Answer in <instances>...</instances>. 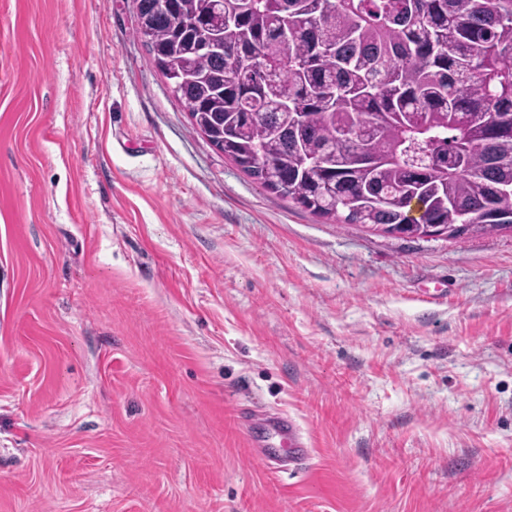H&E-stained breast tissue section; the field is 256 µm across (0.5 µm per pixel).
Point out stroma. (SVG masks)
Returning a JSON list of instances; mask_svg holds the SVG:
<instances>
[{
  "label": "stroma",
  "instance_id": "1",
  "mask_svg": "<svg viewBox=\"0 0 512 512\" xmlns=\"http://www.w3.org/2000/svg\"><path fill=\"white\" fill-rule=\"evenodd\" d=\"M136 23L0 0V512H512V234L266 189ZM255 409L305 465L253 455ZM263 448H252L269 470L280 471L288 459L304 460L308 455L306 443L297 423L288 416L272 415L264 419Z\"/></svg>",
  "mask_w": 512,
  "mask_h": 512
}]
</instances>
